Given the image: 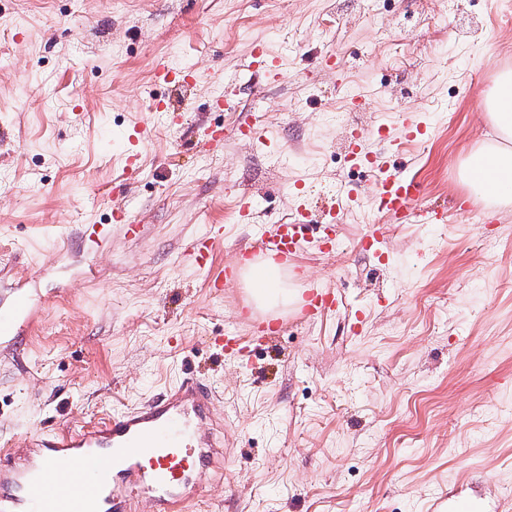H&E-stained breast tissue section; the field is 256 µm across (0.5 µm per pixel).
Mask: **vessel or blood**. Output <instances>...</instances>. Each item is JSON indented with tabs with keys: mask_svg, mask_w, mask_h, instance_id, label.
<instances>
[{
	"mask_svg": "<svg viewBox=\"0 0 512 512\" xmlns=\"http://www.w3.org/2000/svg\"><path fill=\"white\" fill-rule=\"evenodd\" d=\"M248 70L279 76V65L264 45H254L243 59ZM374 203L400 223L444 224L447 213L423 204L415 179L389 166L378 175ZM304 218L266 228L254 241L253 256L279 264L300 254L305 239ZM219 234L196 239L186 253L189 266L203 271ZM335 302L322 285L310 286L301 309L312 322ZM32 320L25 295L0 308V338ZM211 390L192 381L181 382L169 394L146 405L112 416L101 425L76 434L66 432L33 437L24 460L0 454V512H127L133 497L152 499L157 512H176L198 492L201 470L212 469L224 450L211 436H201L199 424L210 418ZM59 489L55 497L46 486Z\"/></svg>",
	"mask_w": 512,
	"mask_h": 512,
	"instance_id": "1",
	"label": "vessel or blood"
}]
</instances>
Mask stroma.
Returning <instances> with one entry per match:
<instances>
[{
	"label": "stroma",
	"instance_id": "1",
	"mask_svg": "<svg viewBox=\"0 0 512 512\" xmlns=\"http://www.w3.org/2000/svg\"><path fill=\"white\" fill-rule=\"evenodd\" d=\"M17 13L0 29V303L24 291L36 322L0 340V451L189 379L215 393L202 435L224 439L189 512H512V199L472 193L463 166L506 143L482 108L512 70V0H0V26ZM256 41L279 79L241 68ZM173 52L188 91L154 80ZM407 115L429 137L403 140ZM352 139L375 165L346 162ZM384 162L448 223L376 213ZM300 211L284 286L329 287L337 308L308 323L284 304L275 346L225 350L264 317L242 280L210 277ZM120 215L143 234L84 242ZM213 226L194 271L185 251Z\"/></svg>",
	"mask_w": 512,
	"mask_h": 512
}]
</instances>
